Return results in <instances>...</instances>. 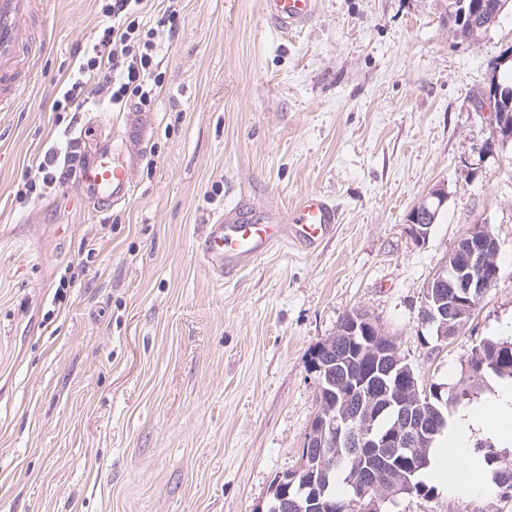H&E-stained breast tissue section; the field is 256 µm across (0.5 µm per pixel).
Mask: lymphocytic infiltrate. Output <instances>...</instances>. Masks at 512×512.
<instances>
[{
    "label": "lymphocytic infiltrate",
    "mask_w": 512,
    "mask_h": 512,
    "mask_svg": "<svg viewBox=\"0 0 512 512\" xmlns=\"http://www.w3.org/2000/svg\"><path fill=\"white\" fill-rule=\"evenodd\" d=\"M105 23L94 43L83 51L79 76L54 104L55 111L70 113V126H77L94 89H106L113 107L127 104L150 107L163 85L156 56L164 39L173 37L174 7H166L156 23L143 17V0H98ZM84 158L77 147L65 153L47 149L36 161L41 180H28L16 190L20 198H41L45 189L75 179Z\"/></svg>",
    "instance_id": "obj_1"
}]
</instances>
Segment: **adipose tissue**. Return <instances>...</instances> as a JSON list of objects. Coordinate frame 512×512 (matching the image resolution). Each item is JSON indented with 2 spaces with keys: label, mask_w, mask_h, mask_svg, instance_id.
<instances>
[{
  "label": "adipose tissue",
  "mask_w": 512,
  "mask_h": 512,
  "mask_svg": "<svg viewBox=\"0 0 512 512\" xmlns=\"http://www.w3.org/2000/svg\"><path fill=\"white\" fill-rule=\"evenodd\" d=\"M482 432L497 443L512 445V383L499 384L488 401L463 407L449 422L432 453L427 476L436 484H445L449 468H456L457 485H474L492 492L482 460L472 446L473 432Z\"/></svg>",
  "instance_id": "obj_1"
}]
</instances>
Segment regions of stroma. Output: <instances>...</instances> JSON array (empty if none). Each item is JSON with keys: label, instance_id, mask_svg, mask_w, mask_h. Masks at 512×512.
<instances>
[{"label": "stroma", "instance_id": "1", "mask_svg": "<svg viewBox=\"0 0 512 512\" xmlns=\"http://www.w3.org/2000/svg\"><path fill=\"white\" fill-rule=\"evenodd\" d=\"M177 9L153 105L120 116L98 89L78 125L86 156L117 128L128 200L102 206L76 181L15 196L66 146L53 104L101 26L96 0H46L49 46L0 112V512H263L317 412L309 351L346 313L377 318L428 384L512 336V143L486 151L491 117L473 109L512 47V9L469 40L448 0H318L290 36L264 0ZM438 184L448 199L415 242L408 216ZM307 192L337 205L334 238L211 281L209 214ZM474 224L498 239L501 276L439 341L424 289ZM378 512H512V497L439 485Z\"/></svg>", "mask_w": 512, "mask_h": 512}]
</instances>
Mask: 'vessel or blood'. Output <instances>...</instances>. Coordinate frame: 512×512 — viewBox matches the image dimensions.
Returning <instances> with one entry per match:
<instances>
[{
  "mask_svg": "<svg viewBox=\"0 0 512 512\" xmlns=\"http://www.w3.org/2000/svg\"><path fill=\"white\" fill-rule=\"evenodd\" d=\"M265 14L283 33L305 27L315 17L317 0H264ZM43 12L41 0H0V92H9L19 69L31 67L45 39L32 29ZM111 138H104L95 159L83 167L84 189L107 203L127 200L135 184L127 167L112 162ZM338 209L327 197L308 193L294 207L256 211L247 201L213 214L202 225L199 256L211 280L224 285L253 268L277 248L310 251L333 237Z\"/></svg>",
  "mask_w": 512,
  "mask_h": 512,
  "instance_id": "vessel-or-blood-1",
  "label": "vessel or blood"
}]
</instances>
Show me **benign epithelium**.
Wrapping results in <instances>:
<instances>
[{
	"label": "benign epithelium",
	"instance_id": "1",
	"mask_svg": "<svg viewBox=\"0 0 512 512\" xmlns=\"http://www.w3.org/2000/svg\"><path fill=\"white\" fill-rule=\"evenodd\" d=\"M499 93H486L475 104V111L487 112L493 117L496 141L502 143L512 140V129L503 126L502 113L498 112ZM448 199L445 187L433 188L409 214V235L414 241L425 242L431 222L435 221L440 210ZM500 252V244L492 235L481 228L471 231L459 240L450 254L427 285V293L434 288L448 289V298H436L435 306L426 308L421 316V324L435 325L438 328L439 340H444L458 333L463 320L473 315L474 307L468 298L479 299L498 279L495 255ZM374 325L365 318H356L349 323L345 338H352L361 332L372 338L370 351L376 362L384 366L377 371V380L382 389L376 391L371 385H355L353 391L359 397L363 415H351L348 411L349 397L336 402V415L326 414L313 418L310 425L311 445L320 448L322 455V473H327L332 464L330 448L336 439L346 435L355 448H389L398 454L404 445L417 449L428 447L430 432H408L405 427H396L381 435H375L370 427L373 416L391 407H402L404 396L421 397L423 395H439L438 390H429L419 385L412 375L399 369L401 359L398 355L396 341L390 336L372 335Z\"/></svg>",
	"mask_w": 512,
	"mask_h": 512
}]
</instances>
